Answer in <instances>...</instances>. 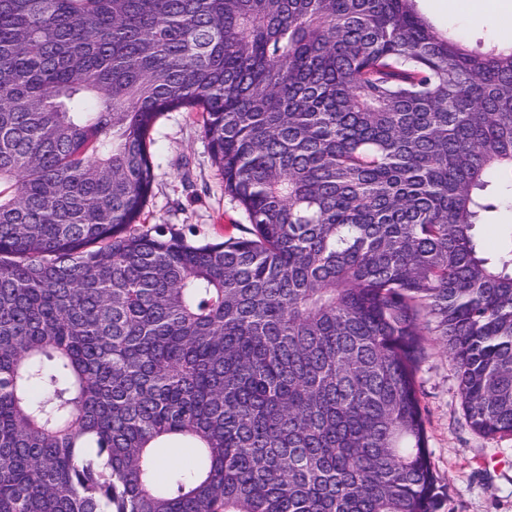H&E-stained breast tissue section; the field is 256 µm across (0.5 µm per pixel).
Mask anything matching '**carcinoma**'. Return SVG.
I'll use <instances>...</instances> for the list:
<instances>
[{"instance_id":"carcinoma-1","label":"carcinoma","mask_w":512,"mask_h":512,"mask_svg":"<svg viewBox=\"0 0 512 512\" xmlns=\"http://www.w3.org/2000/svg\"><path fill=\"white\" fill-rule=\"evenodd\" d=\"M178 108L247 236L132 230ZM2 185L0 512H438L428 331L512 437V45L416 0H0ZM494 224L481 226L479 236L486 242L493 240L502 228H507L506 224L512 225V196L505 200L504 205L493 218Z\"/></svg>"}]
</instances>
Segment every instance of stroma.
I'll return each instance as SVG.
<instances>
[{"label":"stroma","mask_w":512,"mask_h":512,"mask_svg":"<svg viewBox=\"0 0 512 512\" xmlns=\"http://www.w3.org/2000/svg\"><path fill=\"white\" fill-rule=\"evenodd\" d=\"M438 29L469 46L500 44V15L512 0H417ZM155 167L141 229L164 224L188 238L218 241L248 227L244 211L224 193L201 119L183 109L162 113L151 132ZM426 408L427 447L445 492L439 512H512V438H486L467 424L454 366L428 338L417 374Z\"/></svg>","instance_id":"1"}]
</instances>
